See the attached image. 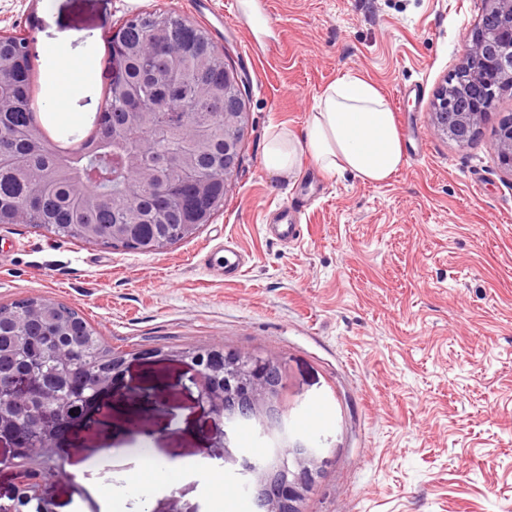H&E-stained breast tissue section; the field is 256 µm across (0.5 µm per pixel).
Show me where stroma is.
Here are the masks:
<instances>
[{"label": "stroma", "mask_w": 512, "mask_h": 512, "mask_svg": "<svg viewBox=\"0 0 512 512\" xmlns=\"http://www.w3.org/2000/svg\"><path fill=\"white\" fill-rule=\"evenodd\" d=\"M233 0H0V33L43 52L69 37L92 80L61 127L81 141L109 83L108 33L141 11L207 27L246 73L248 132L224 207L194 238L152 255L70 243L27 224H0V303H65L126 352L117 380L147 401L112 400L97 427L61 437L44 482L53 512H101L89 486L121 487L138 449L175 463L218 467L240 512L248 480L214 445L217 432L186 368L191 347L281 357V418L320 450L306 512H512V172L491 144L512 114L502 92L466 146L431 131L437 88L457 68L482 0H269L270 28L228 18ZM359 76L387 99L405 162L388 181L329 177L304 162L292 178L268 171L270 126L303 133L316 97ZM297 201L303 231L285 245L265 226ZM231 241L248 264L232 282L203 259ZM320 406L310 434L300 423ZM210 488L189 478L157 491L151 512H215Z\"/></svg>", "instance_id": "1"}]
</instances>
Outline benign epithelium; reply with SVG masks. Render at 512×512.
Instances as JSON below:
<instances>
[{
	"mask_svg": "<svg viewBox=\"0 0 512 512\" xmlns=\"http://www.w3.org/2000/svg\"><path fill=\"white\" fill-rule=\"evenodd\" d=\"M487 6L477 26L465 39L462 62L457 73L466 88L465 103L454 110L448 98V86L436 92L431 112V129L437 136L449 138L459 146L467 145L485 123L488 111L483 100L492 82L512 89V0H485ZM224 191L231 190L239 166V156L247 132L248 115L241 102L224 97ZM499 164L512 170V115L503 119L492 144ZM197 224H164L160 243L167 246L192 235ZM211 358H182L198 389L199 401L207 408L211 426L220 431L216 447L231 459L230 437L240 428L258 424L261 433L276 443L273 456L263 462L241 456L243 470L251 475L245 484L254 512H305V501L317 474L320 449L292 446L277 410L284 389V364L272 356L252 358L248 354L209 350ZM126 360L112 365V373L89 392L48 406L52 391L42 382L24 377L0 383V398L14 401L29 415L24 423L8 428L0 423V441L10 442L14 454L24 451L40 459H50L58 450L57 441L72 423L98 406V417L108 415L111 406L102 400L115 392L118 376ZM0 466L13 477L10 498L20 495L38 503L42 512H52L41 493L40 471L13 463V457L0 459Z\"/></svg>",
	"mask_w": 512,
	"mask_h": 512,
	"instance_id": "obj_1",
	"label": "benign epithelium"
}]
</instances>
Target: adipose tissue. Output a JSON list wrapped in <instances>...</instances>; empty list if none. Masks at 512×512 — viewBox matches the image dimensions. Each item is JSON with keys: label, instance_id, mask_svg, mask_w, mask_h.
Wrapping results in <instances>:
<instances>
[{"label": "adipose tissue", "instance_id": "adipose-tissue-1", "mask_svg": "<svg viewBox=\"0 0 512 512\" xmlns=\"http://www.w3.org/2000/svg\"><path fill=\"white\" fill-rule=\"evenodd\" d=\"M65 45L60 39L47 48L46 82L55 92L47 106L53 112L60 109L56 92L61 80L68 75L85 79L90 69L87 59L69 55ZM307 159L324 174L348 172L374 184L389 180L402 167L405 155L394 113L371 82L358 76L335 81L316 98L303 135L279 126L265 142L264 165L282 177L294 175ZM134 470L141 477L134 490L145 503L187 473L182 465L149 451L138 457Z\"/></svg>", "mask_w": 512, "mask_h": 512}]
</instances>
